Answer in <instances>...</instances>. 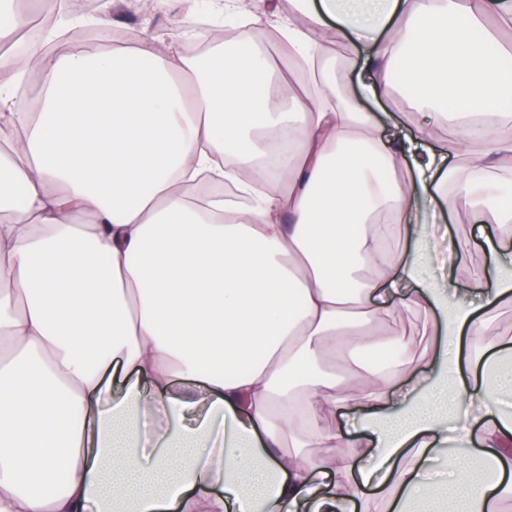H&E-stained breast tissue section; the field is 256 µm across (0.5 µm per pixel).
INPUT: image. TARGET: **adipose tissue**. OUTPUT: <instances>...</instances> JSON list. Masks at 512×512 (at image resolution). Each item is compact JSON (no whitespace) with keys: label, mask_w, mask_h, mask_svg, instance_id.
I'll return each mask as SVG.
<instances>
[{"label":"adipose tissue","mask_w":512,"mask_h":512,"mask_svg":"<svg viewBox=\"0 0 512 512\" xmlns=\"http://www.w3.org/2000/svg\"><path fill=\"white\" fill-rule=\"evenodd\" d=\"M264 11L316 77L288 92L250 51L230 65L136 44L10 53L38 114L0 91V512H503L512 497V0H301ZM361 63L338 92L321 41ZM431 135L382 138L394 83ZM231 180L240 202L203 191ZM24 192L16 205L15 189ZM492 215L494 270L459 277L421 207ZM424 313L430 337L384 335ZM379 370L337 376L345 333ZM122 366L131 377L110 390ZM196 395L171 392L174 379ZM346 411L355 433L337 427ZM447 456V476L426 464Z\"/></svg>","instance_id":"1"}]
</instances>
